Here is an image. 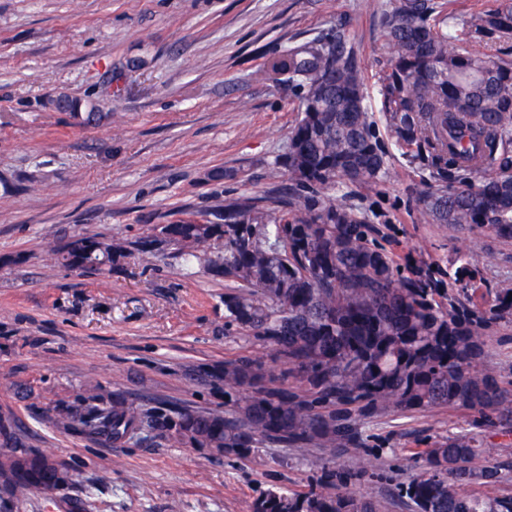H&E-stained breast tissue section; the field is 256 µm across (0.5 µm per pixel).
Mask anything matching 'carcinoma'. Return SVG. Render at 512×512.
Instances as JSON below:
<instances>
[{
	"label": "carcinoma",
	"mask_w": 512,
	"mask_h": 512,
	"mask_svg": "<svg viewBox=\"0 0 512 512\" xmlns=\"http://www.w3.org/2000/svg\"><path fill=\"white\" fill-rule=\"evenodd\" d=\"M390 60L377 76L386 130L420 173L418 198L431 224L512 238V62L471 49L478 38L512 36V0H496L469 17L443 0H389L381 19ZM267 79L299 92L300 116L288 151L275 166L311 190L293 210L274 199L224 204V223L187 219L154 229L174 247L180 270L194 264L227 282L224 320L251 343L271 348L282 365L270 384L264 358L226 360L206 371L224 385V409L143 412L129 399L84 398L83 410L62 419L111 442L147 430L175 443L224 457H249L262 441L297 448L324 480L306 491L271 487L252 512H378L376 502L347 485L366 477L372 451L358 419L380 411L402 414L438 407L477 413L492 433L512 434V390L477 368L487 331L512 322V288L485 307L473 304L472 257L454 271L460 292L409 258L398 257L358 209L323 193L341 182L373 189L387 176L389 157L372 120L367 79L336 38L291 46L270 58ZM69 99L83 124L96 113ZM210 245L213 250L200 252ZM140 258L158 252L149 234L132 244ZM127 246L79 234L51 246L53 266L102 271ZM486 439L450 436L419 453L422 472L399 488L412 512H512V497L472 494L499 482L496 466H478ZM353 464L335 468L336 455ZM47 452L0 453V474L14 495L49 493L67 479L47 464Z\"/></svg>",
	"instance_id": "carcinoma-1"
}]
</instances>
